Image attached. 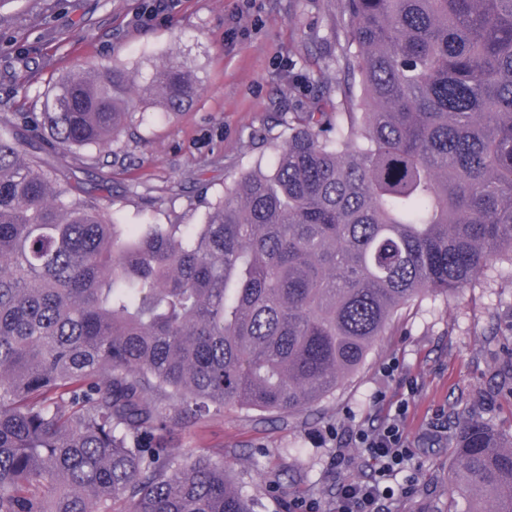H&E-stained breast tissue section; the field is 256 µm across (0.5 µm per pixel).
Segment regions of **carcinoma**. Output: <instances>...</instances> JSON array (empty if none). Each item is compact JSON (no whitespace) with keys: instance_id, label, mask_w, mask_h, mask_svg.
<instances>
[{"instance_id":"carcinoma-1","label":"carcinoma","mask_w":512,"mask_h":512,"mask_svg":"<svg viewBox=\"0 0 512 512\" xmlns=\"http://www.w3.org/2000/svg\"><path fill=\"white\" fill-rule=\"evenodd\" d=\"M340 11L336 105L292 113L202 224L120 227L0 118V512H256L176 430L227 404L298 415L400 310L512 263V0ZM200 91L175 56L148 88L80 69L31 132L99 147ZM452 454L469 512H512V441L473 421Z\"/></svg>"}]
</instances>
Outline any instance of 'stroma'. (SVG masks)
Masks as SVG:
<instances>
[{
	"label": "stroma",
	"mask_w": 512,
	"mask_h": 512,
	"mask_svg": "<svg viewBox=\"0 0 512 512\" xmlns=\"http://www.w3.org/2000/svg\"><path fill=\"white\" fill-rule=\"evenodd\" d=\"M7 0L0 7V114L46 111L62 75L99 65L131 69L137 83L179 54L202 90L185 111L127 124L110 147L38 149L26 127L16 139L81 196L110 206L121 224H200L208 205L242 173L268 167L288 116L306 111L344 74V20L337 0ZM25 84L27 94L15 91ZM413 451L381 512H467L454 490L450 448L460 426L482 421L512 436V266L446 300L405 308L359 371L290 418L237 406L173 439L175 453H223L232 482L259 512H292L314 500L336 512L339 483L370 472L362 449L334 465L336 443L378 427L399 405ZM278 491H270L272 479Z\"/></svg>",
	"instance_id": "obj_1"
}]
</instances>
